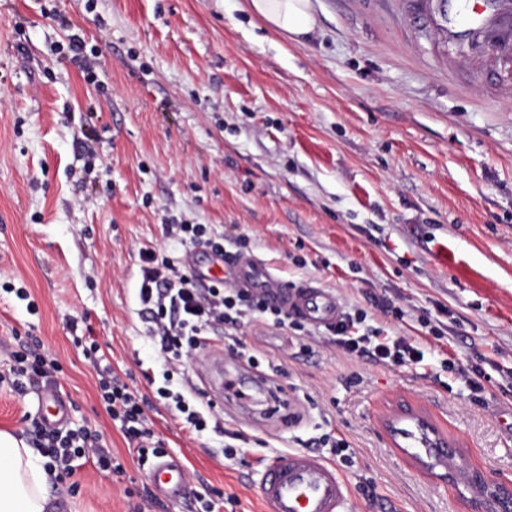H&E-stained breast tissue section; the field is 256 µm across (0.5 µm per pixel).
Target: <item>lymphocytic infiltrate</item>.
I'll return each mask as SVG.
<instances>
[{"instance_id":"lymphocytic-infiltrate-1","label":"lymphocytic infiltrate","mask_w":512,"mask_h":512,"mask_svg":"<svg viewBox=\"0 0 512 512\" xmlns=\"http://www.w3.org/2000/svg\"><path fill=\"white\" fill-rule=\"evenodd\" d=\"M164 235L185 247L183 262H175L165 252L140 253V278L137 300L145 317V333L163 359L162 383L152 393L132 386L131 372L116 370L92 337L79 334L77 320H69L71 342L81 348L96 375V388L102 406L118 427L139 462L166 456L163 440L148 418L156 402L165 401L176 419L190 434L212 432L225 438L218 453L227 460L240 453L236 446L242 434L224 426V418L215 404L194 381L192 366L202 350L222 332H231L246 322L273 324L280 328L304 331L305 324L280 308L269 306L257 295L238 288L227 278L197 275L191 263L195 250L211 253L232 265L249 250L247 238L226 250L222 235L204 224L169 223ZM354 318L346 314L328 327L327 340L349 357H369L397 367L420 363L424 352L406 338L372 341L353 332ZM8 372L0 374V383H9L18 394H26L28 385L51 386L62 367L57 358L45 351L33 336L18 341L10 350ZM29 433L43 458V467L53 474L56 487L67 495L80 489L73 476L75 464L87 460L101 471L119 476L124 467L104 442L102 435L89 426L76 429H50L40 419H32Z\"/></svg>"}]
</instances>
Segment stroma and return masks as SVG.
Segmentation results:
<instances>
[{
  "instance_id": "1",
  "label": "stroma",
  "mask_w": 512,
  "mask_h": 512,
  "mask_svg": "<svg viewBox=\"0 0 512 512\" xmlns=\"http://www.w3.org/2000/svg\"><path fill=\"white\" fill-rule=\"evenodd\" d=\"M310 9L315 28L297 40L248 0H0V340L42 341L63 366L71 421L102 432L125 468L81 465L79 492L54 497L55 512L136 505L126 492L144 470L67 322L86 319L146 389L142 372L161 358L138 312L139 253L169 247L167 217L248 238L279 277L334 292L359 333L423 342L425 358L393 367L344 355L317 326L305 340L244 324L289 419L224 405L244 436L229 462L210 455L212 435L156 406V432L193 479L183 501L141 512H195L194 492L210 486L237 497L220 512H261L263 460L329 456L328 434L354 450L340 469L351 512H467L463 475L428 474L383 429L398 405L427 412L470 466L512 473V100L475 78L482 59L421 32L395 0ZM73 31L99 50L94 81L66 57Z\"/></svg>"
}]
</instances>
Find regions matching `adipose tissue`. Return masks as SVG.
<instances>
[{
  "mask_svg": "<svg viewBox=\"0 0 512 512\" xmlns=\"http://www.w3.org/2000/svg\"><path fill=\"white\" fill-rule=\"evenodd\" d=\"M250 9L274 30L294 37L315 27L309 0H250ZM49 485L37 449L0 431V512H50Z\"/></svg>",
  "mask_w": 512,
  "mask_h": 512,
  "instance_id": "ef3b65f1",
  "label": "adipose tissue"
}]
</instances>
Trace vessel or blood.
Segmentation results:
<instances>
[{"label":"vessel or blood","instance_id":"b4317fda","mask_svg":"<svg viewBox=\"0 0 512 512\" xmlns=\"http://www.w3.org/2000/svg\"><path fill=\"white\" fill-rule=\"evenodd\" d=\"M512 18V0H430L423 19L437 36L474 52L486 37L503 31ZM238 287L261 294L271 305L293 317L321 327L336 323L342 308L333 292L310 281L291 285L261 261L246 256L230 269ZM69 400L55 389L39 393L37 413L44 424L56 426L69 416ZM397 442L413 457L427 459L432 439L416 424L404 422ZM155 495L177 503L187 495L186 467L170 456L159 460L148 476ZM257 494L264 512H349L350 492L336 467L308 449H290L272 455L259 472Z\"/></svg>","mask_w":512,"mask_h":512}]
</instances>
